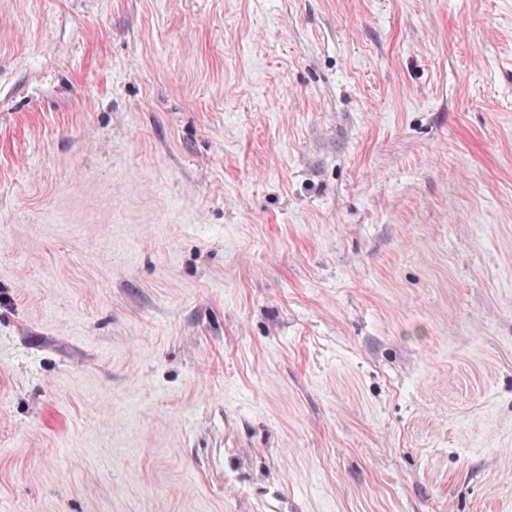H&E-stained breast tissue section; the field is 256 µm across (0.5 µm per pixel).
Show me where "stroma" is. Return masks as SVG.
Masks as SVG:
<instances>
[{
    "label": "stroma",
    "instance_id": "35a3bbf8",
    "mask_svg": "<svg viewBox=\"0 0 512 512\" xmlns=\"http://www.w3.org/2000/svg\"><path fill=\"white\" fill-rule=\"evenodd\" d=\"M0 512H512V0H0Z\"/></svg>",
    "mask_w": 512,
    "mask_h": 512
}]
</instances>
